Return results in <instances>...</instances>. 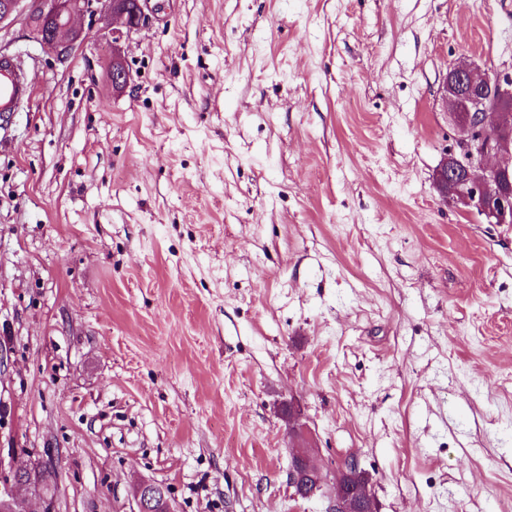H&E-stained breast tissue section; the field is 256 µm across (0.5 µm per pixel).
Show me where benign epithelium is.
Here are the masks:
<instances>
[{
    "mask_svg": "<svg viewBox=\"0 0 512 512\" xmlns=\"http://www.w3.org/2000/svg\"><path fill=\"white\" fill-rule=\"evenodd\" d=\"M25 0H0V28L21 18L27 30H32V18L40 16L36 42L63 56L76 45L87 40V32L78 20L93 18L98 13L100 0H32L31 6L21 8ZM112 7V24L108 32L112 38V63L109 77L112 89L124 91L132 81L130 69L122 56L121 44L130 40L148 21V0H135L129 7L126 0H108ZM495 91L496 98L484 99V90ZM446 110L452 123L460 130L458 150L444 154L434 170L433 181L443 197L454 193L452 202L466 211H475L489 224H512V194L503 190L501 179L505 173L494 158L504 150L512 155V79H500L477 66L459 63L448 69V79L442 86ZM288 418V431L296 447L307 448V429L299 423L293 403L283 405ZM325 482L320 468L312 467L311 459L302 453L293 456L289 483L315 494ZM26 489L41 502L42 512H54L39 484L13 481V487L0 489V506L17 505L28 510L26 500L18 497L14 487ZM160 488L150 480L141 481L134 494L136 509L147 512V504L154 502ZM327 512H374L371 479L359 466L356 457L343 460L336 466L332 490L328 495Z\"/></svg>",
    "mask_w": 512,
    "mask_h": 512,
    "instance_id": "1",
    "label": "benign epithelium"
}]
</instances>
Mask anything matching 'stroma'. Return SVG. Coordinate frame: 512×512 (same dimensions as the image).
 Returning <instances> with one entry per match:
<instances>
[{"label": "stroma", "instance_id": "stroma-1", "mask_svg": "<svg viewBox=\"0 0 512 512\" xmlns=\"http://www.w3.org/2000/svg\"><path fill=\"white\" fill-rule=\"evenodd\" d=\"M61 59L0 30V456L55 512H325L283 402L375 512H512V224L449 204V67L512 75V0H150ZM111 3L112 24H107L112 38V63L109 66V77L112 89L123 92L132 81L130 69L122 56L121 44L129 41L148 21V0H135L134 8H130L127 0H105ZM111 25V26H110ZM30 94V84L15 61L0 56V113L15 112ZM315 466L316 468L312 467L311 459L307 455L298 453L293 456L289 470V483L293 488L298 485L307 497L320 490L326 480L316 463ZM312 484H314L313 489L306 491Z\"/></svg>", "mask_w": 512, "mask_h": 512}]
</instances>
